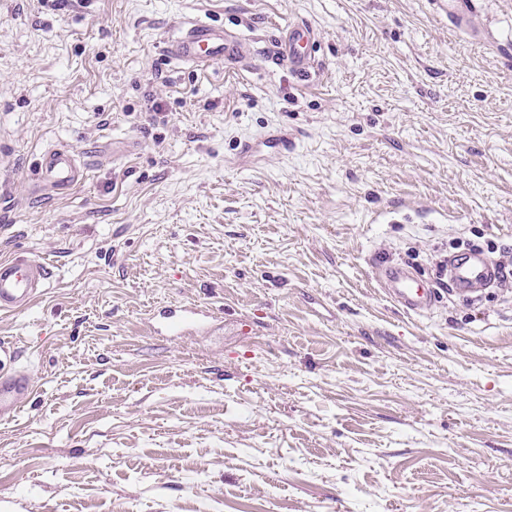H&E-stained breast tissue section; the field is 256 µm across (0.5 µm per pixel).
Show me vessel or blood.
I'll return each instance as SVG.
<instances>
[{
  "label": "vessel or blood",
  "instance_id": "obj_1",
  "mask_svg": "<svg viewBox=\"0 0 512 512\" xmlns=\"http://www.w3.org/2000/svg\"><path fill=\"white\" fill-rule=\"evenodd\" d=\"M435 15L449 25L461 28L473 7V0H428ZM317 35L308 23H293L283 28L271 45V58L287 66L297 78L310 77L317 68ZM163 54L193 69H203L216 62L243 69L255 54L251 42L237 32L209 20L196 19L182 24L169 38ZM86 168L68 146H57L42 153L36 164L34 183L49 194H61L79 185ZM448 277L455 294L477 299L497 277L496 267L485 254L475 251L465 257L448 260ZM48 268L41 260L24 253L0 261V313L13 314L31 305L44 287ZM374 279L387 297L405 315L421 316L431 311L436 292L414 267L379 259L374 263ZM153 321L166 335L209 328L210 311L192 305L166 306ZM36 390L27 372L20 367L0 368V420H12L24 401Z\"/></svg>",
  "mask_w": 512,
  "mask_h": 512
}]
</instances>
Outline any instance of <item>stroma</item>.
Segmentation results:
<instances>
[{
    "label": "stroma",
    "instance_id": "obj_1",
    "mask_svg": "<svg viewBox=\"0 0 512 512\" xmlns=\"http://www.w3.org/2000/svg\"><path fill=\"white\" fill-rule=\"evenodd\" d=\"M196 17L250 68L166 62ZM301 21L304 82L267 54ZM270 128L293 147L241 155ZM59 145L86 177L44 200ZM490 242L512 249V0L464 32L428 0H0V260L50 268L0 314L37 385L0 423V512H512V278L411 318L371 268ZM170 302L222 321L154 335Z\"/></svg>",
    "mask_w": 512,
    "mask_h": 512
}]
</instances>
